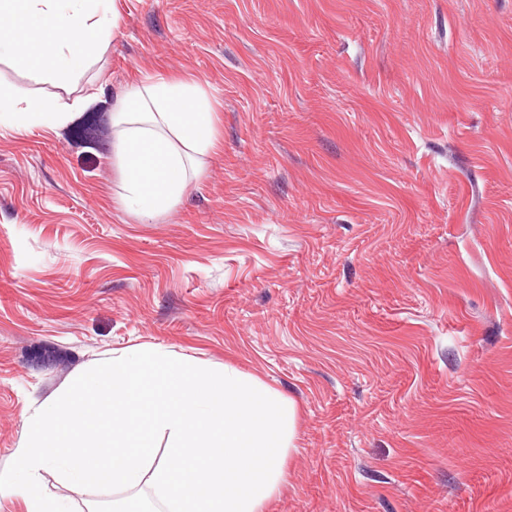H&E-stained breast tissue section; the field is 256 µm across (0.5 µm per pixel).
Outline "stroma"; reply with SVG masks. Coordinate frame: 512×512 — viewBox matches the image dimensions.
Segmentation results:
<instances>
[{
	"mask_svg": "<svg viewBox=\"0 0 512 512\" xmlns=\"http://www.w3.org/2000/svg\"><path fill=\"white\" fill-rule=\"evenodd\" d=\"M65 127H0V469L91 361L161 347L299 407L268 512H512V0H117ZM198 79L220 153L151 223L112 108Z\"/></svg>",
	"mask_w": 512,
	"mask_h": 512,
	"instance_id": "1",
	"label": "stroma"
}]
</instances>
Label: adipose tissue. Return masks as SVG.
I'll list each match as a JSON object with an SVG mask.
<instances>
[{
    "instance_id": "obj_1",
    "label": "adipose tissue",
    "mask_w": 512,
    "mask_h": 512,
    "mask_svg": "<svg viewBox=\"0 0 512 512\" xmlns=\"http://www.w3.org/2000/svg\"><path fill=\"white\" fill-rule=\"evenodd\" d=\"M116 0H0V61L11 60L61 87L100 60L117 30ZM63 106L19 88H0V126L58 129L83 108ZM113 157L122 205L144 222L174 208L191 181L188 169L219 146L216 113L191 79L157 77L130 85L112 110Z\"/></svg>"
}]
</instances>
